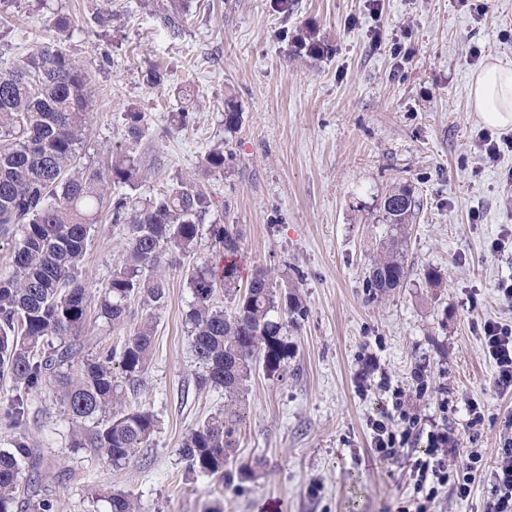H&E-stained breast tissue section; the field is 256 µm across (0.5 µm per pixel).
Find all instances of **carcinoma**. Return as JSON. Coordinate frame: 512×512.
Instances as JSON below:
<instances>
[{"label": "carcinoma", "mask_w": 512, "mask_h": 512, "mask_svg": "<svg viewBox=\"0 0 512 512\" xmlns=\"http://www.w3.org/2000/svg\"><path fill=\"white\" fill-rule=\"evenodd\" d=\"M112 20V0L91 17L94 28ZM161 21L177 35L185 24L183 0H166ZM59 34L79 26V19L58 13L52 20ZM296 51L323 55L331 47L309 30L293 40ZM91 66L55 45L35 44L14 62H0V235L11 238V272L0 276V376L8 375L15 395L4 408L12 425H24L29 396L50 390L70 416L72 448H101L115 467L146 446L156 430L147 409L122 405L124 385L137 380L150 359L155 327L151 317L120 350L109 349L81 360L74 337L88 320V293L82 278L90 226L96 223L104 187L141 180L138 154L143 115L125 114L123 146L106 167L84 162L91 142ZM243 113L224 104L225 136L212 145L202 162V176L224 175L233 157L229 146ZM112 221L128 226L124 261L112 271L98 302L97 317L116 328L124 325L128 303L149 307L167 295L164 271L168 257L190 256L205 219L218 209L197 177L181 176L158 195H126L111 205ZM418 201L409 187L389 192L380 205L381 223L390 236L365 279L371 298H381L407 283L410 266L404 249L407 226ZM210 234L222 248L220 260L201 258L187 273L191 293L186 323L190 349L199 372L197 386L224 389V409L209 415L182 440L179 453L190 471L224 480V468L237 455L245 422L246 396L257 366L274 374L291 355L288 328H295L306 309L294 291L280 292L263 269L239 287V237L216 220ZM231 308L216 302L217 289ZM30 455L23 435L0 450V512H11L22 472ZM109 512H138L130 495L115 492Z\"/></svg>", "instance_id": "carcinoma-1"}]
</instances>
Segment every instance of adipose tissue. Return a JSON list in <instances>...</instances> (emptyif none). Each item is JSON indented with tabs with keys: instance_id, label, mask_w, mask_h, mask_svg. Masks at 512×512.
<instances>
[{
	"instance_id": "obj_1",
	"label": "adipose tissue",
	"mask_w": 512,
	"mask_h": 512,
	"mask_svg": "<svg viewBox=\"0 0 512 512\" xmlns=\"http://www.w3.org/2000/svg\"><path fill=\"white\" fill-rule=\"evenodd\" d=\"M469 95L483 124L491 128H512V67L497 61L474 72Z\"/></svg>"
}]
</instances>
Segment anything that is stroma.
<instances>
[{"label": "stroma", "mask_w": 512, "mask_h": 512, "mask_svg": "<svg viewBox=\"0 0 512 512\" xmlns=\"http://www.w3.org/2000/svg\"><path fill=\"white\" fill-rule=\"evenodd\" d=\"M100 0H10L0 6V48L9 58L36 41H59L95 72L92 166L123 138L128 108L144 116L138 186L108 185L107 204L91 229L83 276L98 298L122 263L128 227L111 220L110 201L149 196L197 171L223 138L225 100L243 114L234 159L207 186L222 202L221 219L241 238V275L263 268L279 286L298 289L307 309L288 332L292 354L276 374L250 384L238 463L259 457L248 479L225 482L189 472L178 453L184 435L224 406V391L198 389V368L185 323L191 300L189 258L167 267V299L139 301L119 328L91 320L78 336L83 354L121 347L145 316L155 321L152 358L126 403L152 412L158 427L145 448L113 467L99 448L68 445L72 424L51 391L30 398L22 427L0 420V449L26 434L39 465L40 495L55 512H108L114 492L131 494L141 512H402L414 498L411 450L399 460L375 455L371 423L391 413L395 393L419 414L423 430H448L455 463L481 455L491 472L512 440V391L494 384L495 367L481 328L512 327V307L498 295L512 280V151L483 159L473 143L484 125L468 102V81L481 60L512 65V0H187V22L172 36L157 0H114L98 36L58 37L54 13L90 20ZM329 44L327 56L292 50L303 30ZM401 42L407 58L394 56ZM161 66L164 85L144 83ZM190 88L195 122L170 115ZM412 188L421 206L409 224L407 284L371 298L365 277L387 235L382 198ZM444 285L429 288L426 269ZM480 416L471 419L469 404Z\"/></svg>", "instance_id": "1"}]
</instances>
